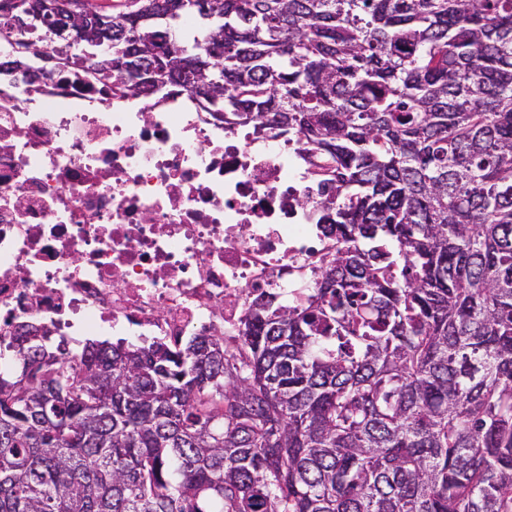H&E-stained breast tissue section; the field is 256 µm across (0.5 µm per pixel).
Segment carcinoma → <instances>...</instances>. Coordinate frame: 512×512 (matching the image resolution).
<instances>
[{"label":"carcinoma","instance_id":"cac0c4a2","mask_svg":"<svg viewBox=\"0 0 512 512\" xmlns=\"http://www.w3.org/2000/svg\"><path fill=\"white\" fill-rule=\"evenodd\" d=\"M14 2L16 85L303 137L336 249L231 348L20 326L0 512H512V0H119L96 38Z\"/></svg>","mask_w":512,"mask_h":512}]
</instances>
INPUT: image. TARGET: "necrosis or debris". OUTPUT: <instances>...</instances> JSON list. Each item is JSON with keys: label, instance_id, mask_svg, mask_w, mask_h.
<instances>
[{"label": "necrosis or debris", "instance_id": "necrosis-or-debris-1", "mask_svg": "<svg viewBox=\"0 0 512 512\" xmlns=\"http://www.w3.org/2000/svg\"><path fill=\"white\" fill-rule=\"evenodd\" d=\"M79 68L0 74V341L238 333L302 295L331 241L300 136L224 127L188 91L116 99Z\"/></svg>", "mask_w": 512, "mask_h": 512}]
</instances>
